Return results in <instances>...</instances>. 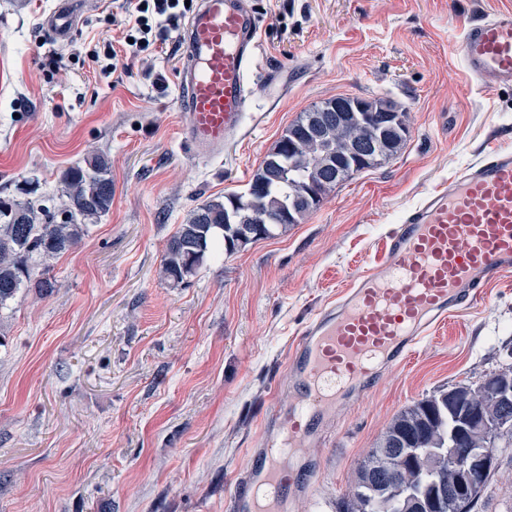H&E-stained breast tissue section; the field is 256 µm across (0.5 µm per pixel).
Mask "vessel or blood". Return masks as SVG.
I'll list each match as a JSON object with an SVG mask.
<instances>
[{"label":"vessel or blood","instance_id":"obj_1","mask_svg":"<svg viewBox=\"0 0 512 512\" xmlns=\"http://www.w3.org/2000/svg\"><path fill=\"white\" fill-rule=\"evenodd\" d=\"M80 16L74 0H58L43 25L62 41ZM258 34L251 0H200L180 32L176 104L188 118L182 135L198 157L223 154L242 134ZM458 51L470 77L512 85V9L471 19ZM506 272L511 148L488 153L407 209L370 266L302 330L288 353L294 404L273 407L264 418L266 444L248 449L225 512H290L310 477L289 469V459L305 456L333 425L337 408L369 395L381 369L402 364L431 332L482 303Z\"/></svg>","mask_w":512,"mask_h":512}]
</instances>
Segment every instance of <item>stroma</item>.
Segmentation results:
<instances>
[{"instance_id":"obj_1","label":"stroma","mask_w":512,"mask_h":512,"mask_svg":"<svg viewBox=\"0 0 512 512\" xmlns=\"http://www.w3.org/2000/svg\"><path fill=\"white\" fill-rule=\"evenodd\" d=\"M252 2L258 66L244 135L200 159L176 107L187 15L162 49L106 75L91 55L123 41L115 0L88 9L63 43L42 25L55 0H0V196L28 187L54 206L60 172L94 152L111 159L113 184L110 212L52 260L53 290L0 309V512H225L246 449L264 445L260 420L288 402L293 339L406 209L512 148V86L471 80L456 51L469 20L512 0ZM336 96L392 101L407 115L406 145L277 236L207 259L185 285L162 280L190 211L245 192L298 114ZM510 361L505 277L337 412L291 512H336L401 410ZM495 456L476 512H512V447Z\"/></svg>"}]
</instances>
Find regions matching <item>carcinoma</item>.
Segmentation results:
<instances>
[{"label": "carcinoma", "mask_w": 512, "mask_h": 512, "mask_svg": "<svg viewBox=\"0 0 512 512\" xmlns=\"http://www.w3.org/2000/svg\"><path fill=\"white\" fill-rule=\"evenodd\" d=\"M332 102L330 98L312 105L284 130L250 180L262 185L261 191L226 194L190 212L166 246L162 276L168 283H188L207 257L234 254L259 230H270L272 238L278 228L299 223L321 204L307 195L310 185L325 183L331 191L354 175L349 152L361 138L374 142L371 158L361 166L365 170L395 156L410 137L402 111L400 127H388L395 106L384 99L364 100L369 110L354 113L350 124L327 121L318 136H311L318 111ZM60 182L64 194L57 207L0 197V309L27 288L40 294L54 288L47 277L50 261L80 240L85 222L112 207L111 161L102 153L62 171ZM36 257L45 264L38 278L32 267ZM476 387L462 383L451 399L441 390L400 412L357 468L359 473L372 471L374 481L354 479L341 503L361 512L374 503L378 512H406L409 498L448 490L454 481L448 449L481 447V439L461 427L459 410L468 407L476 415L485 411L495 421L512 422V403H494L474 392ZM478 502L476 498L454 507L440 501L429 505V512H473Z\"/></svg>", "instance_id": "obj_1"}]
</instances>
